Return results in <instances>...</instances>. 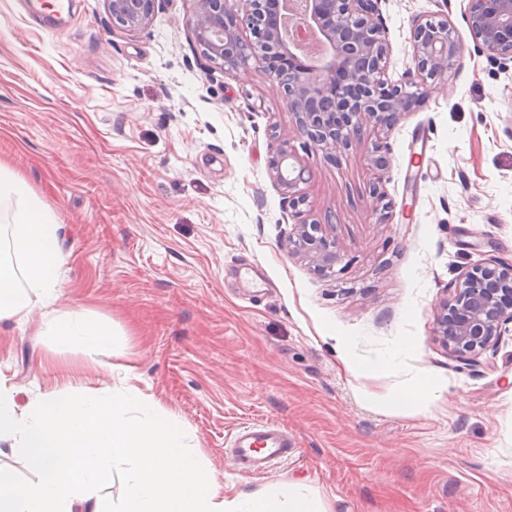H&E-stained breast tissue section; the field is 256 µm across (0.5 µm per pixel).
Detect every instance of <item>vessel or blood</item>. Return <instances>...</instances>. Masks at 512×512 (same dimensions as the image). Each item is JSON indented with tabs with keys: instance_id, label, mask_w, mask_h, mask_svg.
Wrapping results in <instances>:
<instances>
[{
	"instance_id": "1",
	"label": "vessel or blood",
	"mask_w": 512,
	"mask_h": 512,
	"mask_svg": "<svg viewBox=\"0 0 512 512\" xmlns=\"http://www.w3.org/2000/svg\"><path fill=\"white\" fill-rule=\"evenodd\" d=\"M296 447L283 429L270 424L239 427L232 435V452L236 464L251 473H264L273 464L291 457Z\"/></svg>"
}]
</instances>
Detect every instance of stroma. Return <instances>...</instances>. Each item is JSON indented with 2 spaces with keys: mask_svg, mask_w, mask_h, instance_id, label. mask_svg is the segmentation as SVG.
Instances as JSON below:
<instances>
[{
  "mask_svg": "<svg viewBox=\"0 0 512 512\" xmlns=\"http://www.w3.org/2000/svg\"><path fill=\"white\" fill-rule=\"evenodd\" d=\"M466 6L381 0L388 81L413 78L412 20L445 18L461 43L448 86L388 133L383 175L366 164L372 131L333 163L295 139L312 174L295 218L269 166L288 102L257 62L212 67L192 0H156L136 33L104 0H69L56 24L38 0H0V171L58 218L60 307L116 334L110 367H95L43 329L32 296L27 323H0V381L24 399L132 388L228 494L297 483L326 512H512V324L472 365L435 334L449 283L512 260V68L477 49ZM300 220L335 243L332 272L288 253ZM425 374L431 402L384 406ZM259 422L297 450L239 471L228 437Z\"/></svg>",
  "mask_w": 512,
  "mask_h": 512,
  "instance_id": "1",
  "label": "stroma"
}]
</instances>
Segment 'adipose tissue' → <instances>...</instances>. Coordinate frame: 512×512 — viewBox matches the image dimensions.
<instances>
[{
    "label": "adipose tissue",
    "mask_w": 512,
    "mask_h": 512,
    "mask_svg": "<svg viewBox=\"0 0 512 512\" xmlns=\"http://www.w3.org/2000/svg\"><path fill=\"white\" fill-rule=\"evenodd\" d=\"M18 199L8 252H0V321L26 316L28 289L46 305L61 296L62 256L55 214L27 197L17 180L0 179V198ZM27 288H20L19 278ZM55 335L108 367L112 325L66 311L53 316ZM32 472L16 480L0 465V512H110L98 495L114 465L129 462V493L119 512H325L300 485L273 483L224 495L187 450L184 431L133 389L55 390L27 401L0 384V444Z\"/></svg>",
    "instance_id": "adipose-tissue-1"
}]
</instances>
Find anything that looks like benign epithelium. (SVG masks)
Masks as SVG:
<instances>
[{
    "instance_id": "benign-epithelium-1",
    "label": "benign epithelium",
    "mask_w": 512,
    "mask_h": 512,
    "mask_svg": "<svg viewBox=\"0 0 512 512\" xmlns=\"http://www.w3.org/2000/svg\"><path fill=\"white\" fill-rule=\"evenodd\" d=\"M112 22L128 32L151 21L155 0H104ZM189 25L202 54L228 76L254 58L288 100L295 125L278 135L271 161L283 204L295 211L304 203L300 185L310 171L292 141L305 137L312 150L332 159L361 141L363 130L387 133L436 88L460 45L446 19L412 20L410 44L416 80L409 86L384 79L389 39L381 0H193ZM467 20L475 45L493 62H512V0H467ZM247 27L252 38H243ZM389 148L381 141L366 153L376 173L388 167ZM320 225L297 224L288 238L291 252L325 272L338 254L319 234ZM450 299L437 315L438 333L455 358L473 362L512 323V262L490 257L448 285Z\"/></svg>"
}]
</instances>
